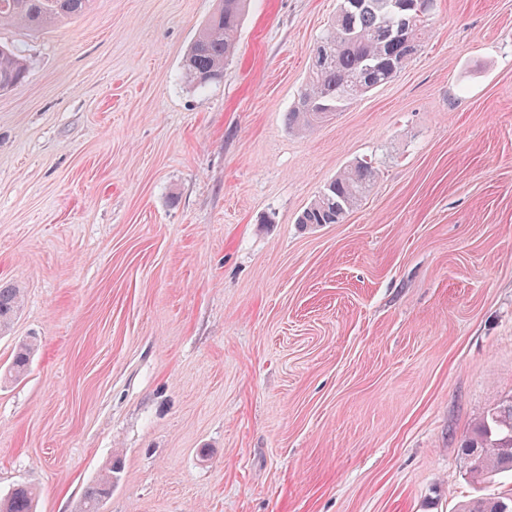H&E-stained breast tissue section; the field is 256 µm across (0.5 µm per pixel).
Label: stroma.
<instances>
[{
	"mask_svg": "<svg viewBox=\"0 0 512 512\" xmlns=\"http://www.w3.org/2000/svg\"><path fill=\"white\" fill-rule=\"evenodd\" d=\"M338 0H249L223 78L183 59L220 0H92L0 26V495L80 512H457L460 446L512 398V0H434L389 83L287 113ZM371 193L300 213L349 164ZM25 74V64L18 55L8 47L0 45V90L20 83ZM374 170L368 162L357 161L340 171L323 192L298 216V224L320 226L339 224L372 190ZM20 306V291L0 285V329L10 324ZM117 460L111 463L110 467L91 484L84 492L82 512H100L103 502L112 494V485L116 480V473L119 469Z\"/></svg>",
	"mask_w": 512,
	"mask_h": 512,
	"instance_id": "obj_1",
	"label": "stroma"
}]
</instances>
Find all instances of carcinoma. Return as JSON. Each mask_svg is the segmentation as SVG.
Segmentation results:
<instances>
[{
    "mask_svg": "<svg viewBox=\"0 0 512 512\" xmlns=\"http://www.w3.org/2000/svg\"><path fill=\"white\" fill-rule=\"evenodd\" d=\"M356 5H351V2ZM92 0H0V25L38 31L83 13ZM408 2L426 0H339L336 14L311 52L309 77L288 112V128L305 132L332 112H341L372 90L390 82L417 55L427 35V20L416 18ZM246 0H221V7L201 30L183 61L186 75L198 85L220 80L224 64L235 49L236 32ZM26 67L18 55L0 45V90L20 83ZM374 170L357 161L340 171L297 218L305 226L340 224L372 190ZM20 306V291L0 285V328L10 324ZM33 345L16 349L9 373L24 374ZM512 447V399L490 409L461 445L469 474L478 481L512 474V458L492 450ZM118 461L84 492L82 512H101L112 494ZM34 492L19 484L4 498L0 512H33ZM460 512H512V493L480 497Z\"/></svg>",
    "mask_w": 512,
    "mask_h": 512,
    "instance_id": "cac0c4a2",
    "label": "carcinoma"
}]
</instances>
